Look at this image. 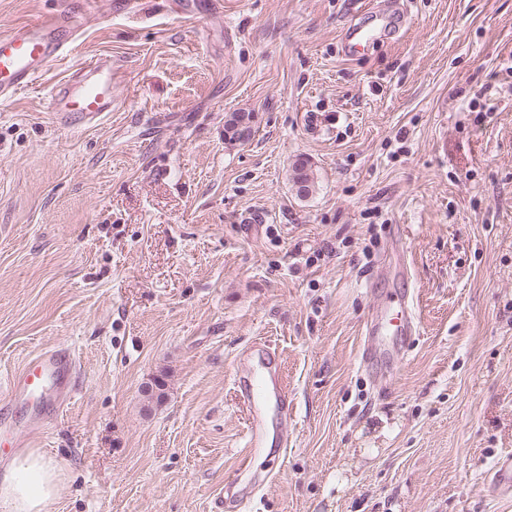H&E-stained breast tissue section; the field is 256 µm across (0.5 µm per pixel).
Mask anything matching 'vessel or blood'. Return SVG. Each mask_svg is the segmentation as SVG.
I'll return each mask as SVG.
<instances>
[{
  "label": "vessel or blood",
  "mask_w": 512,
  "mask_h": 512,
  "mask_svg": "<svg viewBox=\"0 0 512 512\" xmlns=\"http://www.w3.org/2000/svg\"><path fill=\"white\" fill-rule=\"evenodd\" d=\"M81 26L79 16L52 13L37 23H22L1 34L0 99L12 97L62 58ZM49 108L62 128L87 127L101 121L112 109L111 55L103 54L82 64L55 85ZM418 333L412 299L407 290H399L367 321L362 356L367 361L389 357L414 341ZM74 369L66 353L40 352L12 377L8 396L27 404L32 426L40 427L47 410L68 397ZM237 382L248 405L246 448L252 453L264 445L268 406H275L280 416H287L288 390L275 355L262 344L247 351Z\"/></svg>",
  "instance_id": "vessel-or-blood-1"
}]
</instances>
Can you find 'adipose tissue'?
Listing matches in <instances>:
<instances>
[{
	"instance_id": "obj_1",
	"label": "adipose tissue",
	"mask_w": 512,
	"mask_h": 512,
	"mask_svg": "<svg viewBox=\"0 0 512 512\" xmlns=\"http://www.w3.org/2000/svg\"><path fill=\"white\" fill-rule=\"evenodd\" d=\"M61 484L55 460L36 449H20L0 459V512H46Z\"/></svg>"
}]
</instances>
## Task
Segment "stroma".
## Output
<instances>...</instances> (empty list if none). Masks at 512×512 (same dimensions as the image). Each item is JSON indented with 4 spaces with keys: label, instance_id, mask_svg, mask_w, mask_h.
<instances>
[{
    "label": "stroma",
    "instance_id": "stroma-1",
    "mask_svg": "<svg viewBox=\"0 0 512 512\" xmlns=\"http://www.w3.org/2000/svg\"><path fill=\"white\" fill-rule=\"evenodd\" d=\"M222 2L0 0V33L90 14L0 103V457L58 462L48 512H214L231 482L242 512H512L491 484L512 456V0ZM376 10L398 30L348 52ZM100 54L112 112L57 126L50 90ZM401 287L420 334L363 366ZM260 342L292 406L245 469L235 375ZM45 349L75 385L30 435L7 388ZM291 181L296 194L301 198H306L315 191V177L306 158L298 157L293 162Z\"/></svg>",
    "mask_w": 512,
    "mask_h": 512
}]
</instances>
